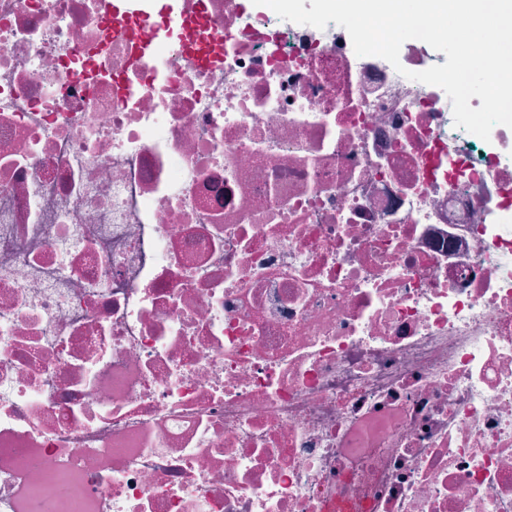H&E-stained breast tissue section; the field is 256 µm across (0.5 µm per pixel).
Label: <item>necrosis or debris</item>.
Masks as SVG:
<instances>
[{"mask_svg": "<svg viewBox=\"0 0 512 512\" xmlns=\"http://www.w3.org/2000/svg\"><path fill=\"white\" fill-rule=\"evenodd\" d=\"M112 3L0 0V512H512V129L420 40L127 0L134 68ZM155 34L152 25L146 22H141L138 26L121 30V35L132 44L133 48L139 54L150 51L155 39ZM139 54H137L138 62L141 60Z\"/></svg>", "mask_w": 512, "mask_h": 512, "instance_id": "4bbe7bcc", "label": "necrosis or debris"}]
</instances>
